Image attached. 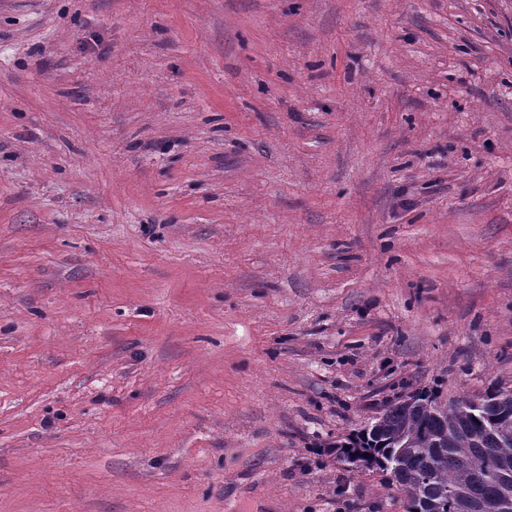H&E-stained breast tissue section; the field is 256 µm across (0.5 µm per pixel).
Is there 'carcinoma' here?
Instances as JSON below:
<instances>
[{
	"label": "carcinoma",
	"mask_w": 512,
	"mask_h": 512,
	"mask_svg": "<svg viewBox=\"0 0 512 512\" xmlns=\"http://www.w3.org/2000/svg\"><path fill=\"white\" fill-rule=\"evenodd\" d=\"M336 454L384 475L405 494V512H479L503 483L512 486V388L446 402L436 389L414 391Z\"/></svg>",
	"instance_id": "carcinoma-1"
}]
</instances>
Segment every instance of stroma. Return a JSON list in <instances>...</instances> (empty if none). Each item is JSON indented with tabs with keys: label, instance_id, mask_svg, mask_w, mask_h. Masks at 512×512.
<instances>
[{
	"label": "stroma",
	"instance_id": "stroma-1",
	"mask_svg": "<svg viewBox=\"0 0 512 512\" xmlns=\"http://www.w3.org/2000/svg\"><path fill=\"white\" fill-rule=\"evenodd\" d=\"M494 383L512 0H0V512H403ZM336 454L395 484L405 512H481L484 501L485 512H503L510 490L493 496L505 481L512 491V388L496 384L449 402L436 389L413 391L336 446Z\"/></svg>",
	"mask_w": 512,
	"mask_h": 512
}]
</instances>
